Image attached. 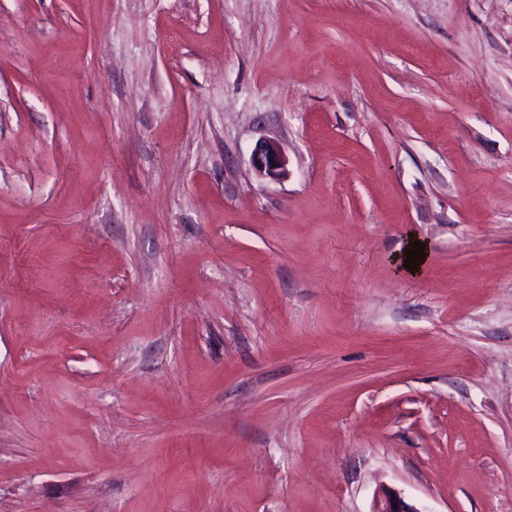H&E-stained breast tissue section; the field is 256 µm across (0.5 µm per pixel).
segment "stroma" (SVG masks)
Wrapping results in <instances>:
<instances>
[{"mask_svg":"<svg viewBox=\"0 0 512 512\" xmlns=\"http://www.w3.org/2000/svg\"><path fill=\"white\" fill-rule=\"evenodd\" d=\"M383 484L512 512V0H0V512ZM255 169L273 180H279L287 174V160L279 147L274 143H265L253 156Z\"/></svg>","mask_w":512,"mask_h":512,"instance_id":"obj_1","label":"stroma"}]
</instances>
